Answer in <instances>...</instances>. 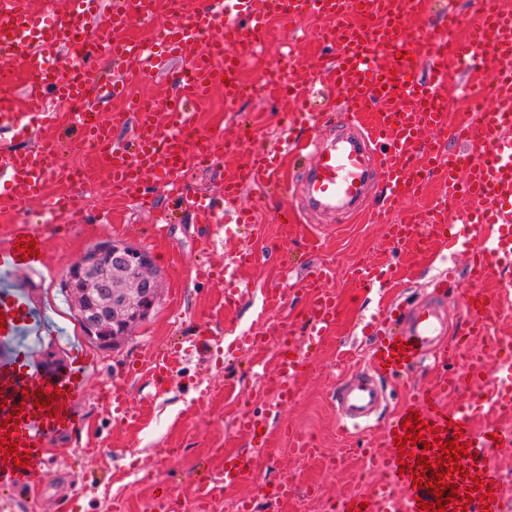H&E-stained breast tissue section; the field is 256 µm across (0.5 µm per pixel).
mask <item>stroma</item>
Here are the masks:
<instances>
[{"label": "stroma", "mask_w": 512, "mask_h": 512, "mask_svg": "<svg viewBox=\"0 0 512 512\" xmlns=\"http://www.w3.org/2000/svg\"><path fill=\"white\" fill-rule=\"evenodd\" d=\"M321 25L317 18H273L255 60L244 65L245 95L236 109L225 110L220 91L194 104L197 135L231 127L241 134L237 152L275 141L298 104L272 89L257 87L254 63L288 56L300 72L312 70L326 54L318 37ZM236 154L204 166H189L184 191L219 196L225 179L234 172ZM143 186L153 199L148 211L132 201L113 198L100 177L92 184L91 190L98 194L93 203L87 200V191L65 181L53 178L46 184V194L73 195L80 222L53 219L41 223L43 204L37 199L0 213V244L15 224L37 225L46 238V265L14 272L10 278L11 286L24 293L43 316V332L32 344V356L52 348L66 359L72 348L81 346L91 358L86 371L88 398L80 406L82 427L76 433L53 437L48 445L53 480L32 492H0V512H198L195 489L199 481L222 465L225 454L248 444L235 427L237 417L260 409L272 398L280 337L305 334L310 302L300 282L319 266L331 270L329 286L339 303L335 328L310 352V372L297 383L296 399L272 423L270 443L254 459L248 478L225 489L211 512H229L235 500L284 478L342 498L356 491L352 474L368 458L374 466L367 485L383 480L378 460L386 424L414 392L438 387V365L428 360L417 365L407 379L385 380L383 388L390 396L387 406L370 428L352 438L337 435L332 394L344 375L367 370L374 339L364 335L362 328L379 307L418 302L435 285L447 284L451 333L461 335L460 294L469 285L465 256L450 254L440 245L415 256L404 254L392 281L364 295L354 288L349 270L358 262L388 264L395 246L386 227L402 223L405 209L390 210L377 219L366 214L339 215L321 224L304 219L279 224L276 212L296 205L295 200L279 194L254 203L256 222L264 232L246 242L256 260L238 270L245 290L236 305L228 306L223 280L204 276L201 268L223 266L234 244H223L224 233L216 225L201 223L189 211L174 210L167 190L152 175L144 176ZM112 240L152 254L161 295L131 336L105 350L81 330L60 283L68 267L90 247ZM203 328L209 331L205 350L187 357L167 382L155 383L149 359ZM244 332L265 337V347L228 354V345ZM116 382L123 384L131 405L140 406L147 397L152 400L151 407L140 406L133 422L121 421L111 407L109 393ZM308 431L318 436L326 456L346 449L342 468L332 470L324 459L306 461L291 451L294 440ZM163 484L173 488L174 495L160 511L154 505V489Z\"/></svg>", "instance_id": "stroma-1"}]
</instances>
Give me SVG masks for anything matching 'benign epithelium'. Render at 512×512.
Instances as JSON below:
<instances>
[{
	"instance_id": "1",
	"label": "benign epithelium",
	"mask_w": 512,
	"mask_h": 512,
	"mask_svg": "<svg viewBox=\"0 0 512 512\" xmlns=\"http://www.w3.org/2000/svg\"><path fill=\"white\" fill-rule=\"evenodd\" d=\"M153 266L149 251L105 242L65 272L64 286L75 298L78 318L100 347L114 346L150 315L158 297Z\"/></svg>"
}]
</instances>
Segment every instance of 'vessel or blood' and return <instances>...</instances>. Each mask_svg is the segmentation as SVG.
Returning <instances> with one entry per match:
<instances>
[{
	"label": "vessel or blood",
	"mask_w": 512,
	"mask_h": 512,
	"mask_svg": "<svg viewBox=\"0 0 512 512\" xmlns=\"http://www.w3.org/2000/svg\"><path fill=\"white\" fill-rule=\"evenodd\" d=\"M429 0H209L203 7L190 0H171L169 13L174 21L165 26L157 46L129 36L133 24L155 18L156 0H71L68 8L49 4L33 9L30 0H0V123L19 131L34 125L50 124L61 104H77L70 120L76 142L91 143L109 163L112 190L122 197L143 202L142 179L153 174L157 182L178 188L186 167L187 150L213 159L230 147L232 140L216 132L186 145L182 131L190 126V101L223 88L224 105L233 108L244 92L240 79L241 62L257 50L263 40L271 11L290 18L316 14L330 25L319 37L333 45V53L309 74V81L327 80L342 98L336 129L329 137L308 143L314 161L299 174L294 185L307 211L333 216L362 212L370 185L381 190L383 207L393 208L403 200L417 197L427 175L434 174L448 184L455 196L470 207L455 221H448L449 199L442 197L431 206L409 214L404 223L387 227L390 239L400 246L421 242H448L455 251L468 255L467 275L472 287L462 306L469 320L466 335H448V303L444 297L423 299L410 310L386 313L394 322V332L377 337L375 358L369 371L343 380L333 402L341 429L357 428L377 418L386 403L382 380L406 376L427 357L439 364L459 357L470 338L485 335L499 305L481 288L499 266L512 261V10L494 9L490 0H476L478 19L465 24L464 17L446 0L441 17L424 28L411 30L419 12L430 11ZM467 25L465 38H455L460 25ZM223 27L215 38V27ZM70 64H60V57ZM111 57L114 72L104 78L97 61ZM502 63V70L489 81L474 83L471 73L484 59ZM456 68L470 96L493 99L494 107L484 109L477 120L447 130L450 94L448 70ZM181 74L179 92L160 98L168 126H158L152 113L138 102L113 112L110 121L98 119L95 103L100 91L111 97L124 96L135 80ZM25 98L26 111H18V98ZM133 125L131 142L117 141L114 128ZM455 146H448V139ZM289 150L285 141L242 156L232 177L224 182V200L193 198L191 206L204 219L222 214L224 237L231 240L240 229L261 235L246 195L268 196L278 186L277 175ZM51 175L48 153L43 148L0 147V205L20 198L39 197ZM486 224L490 235L475 241L472 229ZM34 243L36 250L18 253L20 241ZM45 239L30 225H14L7 245L0 247V272L34 269L46 262ZM382 271L359 265L351 273L356 288L367 292L376 288ZM325 270L310 271L302 281L311 299L309 341L329 335L336 324L338 302L328 288ZM0 313L5 327L0 330V346H9L8 356H0V440L5 439L8 406L25 405L17 431L20 451L29 455L26 467L12 460L0 465V489L13 492L45 485L50 471L45 450L51 437L73 433L82 426L79 405L87 395L86 368L90 357L84 348L71 351V361L63 372L45 373L30 355L29 341L39 335L42 317L28 300L8 283H0ZM408 351L399 354L395 342ZM280 401L291 400L295 381L309 371V359L298 354L295 344L279 349L277 357ZM482 360H475L459 373L443 377L438 391L420 392L406 401L393 417L385 433V453L381 465L384 481L344 497L339 512H422L421 503L433 502L431 485L414 486L412 472L420 471L417 455L436 459L440 444L430 449L413 447L408 473H400L395 430L416 412L422 421L434 425L442 442L458 440L472 445L478 464L468 476L454 477L460 492L447 503L446 512L468 505L479 512V499H467L474 482L493 491L494 503L488 512H504L503 479L488 458L493 449L512 445V435L499 429L496 421L475 428L473 421L484 403L449 408L448 393L462 382L480 379ZM59 390L64 405L60 415H48L34 406L32 394L38 390ZM488 404L495 409H512V362H499ZM262 418L242 414L237 429L249 440V448L229 453L222 467L197 488L201 502H208L221 488L240 484L252 452L267 447L268 437L258 431Z\"/></svg>",
	"instance_id": "b4317fda"
}]
</instances>
